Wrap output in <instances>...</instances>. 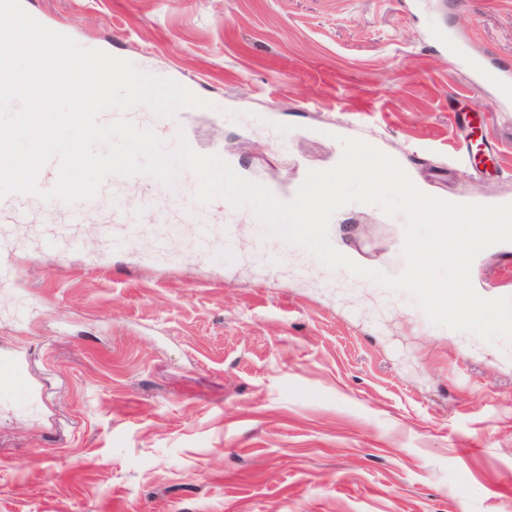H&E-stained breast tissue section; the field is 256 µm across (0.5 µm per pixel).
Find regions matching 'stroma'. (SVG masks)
<instances>
[{"instance_id":"stroma-1","label":"stroma","mask_w":512,"mask_h":512,"mask_svg":"<svg viewBox=\"0 0 512 512\" xmlns=\"http://www.w3.org/2000/svg\"><path fill=\"white\" fill-rule=\"evenodd\" d=\"M22 5L84 47L199 82L210 105L185 137L248 179L295 188L359 137L424 193L512 203V79L476 85L436 38L512 70V0ZM471 132L490 141L477 177ZM196 180L164 221L152 182L123 189L130 252L99 233L108 198L75 225L34 205L0 248V350L43 387L0 405V512H512V342L436 326L407 291L329 270L242 209L208 217L233 254L201 250L191 224L169 237ZM332 221L356 263L405 269L404 216L352 203ZM35 224L78 247H40ZM471 279L512 296V243Z\"/></svg>"}]
</instances>
